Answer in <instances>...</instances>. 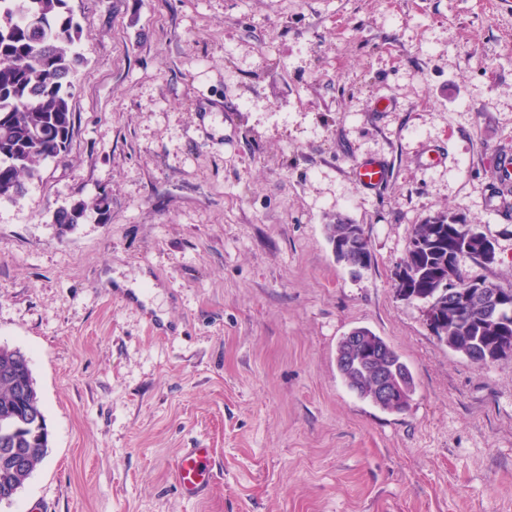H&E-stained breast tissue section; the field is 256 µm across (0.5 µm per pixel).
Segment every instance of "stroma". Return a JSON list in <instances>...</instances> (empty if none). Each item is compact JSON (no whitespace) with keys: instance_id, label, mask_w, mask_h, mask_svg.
<instances>
[{"instance_id":"stroma-1","label":"stroma","mask_w":512,"mask_h":512,"mask_svg":"<svg viewBox=\"0 0 512 512\" xmlns=\"http://www.w3.org/2000/svg\"><path fill=\"white\" fill-rule=\"evenodd\" d=\"M66 152L0 203V346L30 360L48 454L0 512H512V357L483 365L396 292L454 209L512 288V0H71ZM390 181L362 189L356 161ZM60 234L53 214L99 194ZM363 227L337 262L326 227ZM356 326L408 407L336 369ZM217 478L182 497L181 449ZM353 177L366 190L382 187L389 180V169L384 160L377 157H366L354 164ZM92 209L103 220L110 219L108 196L100 194L92 203L79 202L70 208H61L54 215V222L58 225L60 234H66L74 229L86 217L87 211ZM327 236L331 244L336 243L339 255L336 258L339 262L345 263L353 272L368 268L372 263V253L364 230L359 224H352L345 219L337 218L336 224H329L326 227ZM354 231H360V237L350 239ZM367 257L364 262L363 257ZM350 336L360 338V347L352 350L349 346ZM351 347H358L356 337L350 338ZM381 360L391 373L396 372L402 377L404 394L408 397L414 392V379L408 366L402 361L400 354L381 336L376 335L367 327H355L342 336L336 347V367L345 385L359 397L370 400L373 404L388 412H400L402 407L384 404H405L403 383L395 375L380 371L374 385V368Z\"/></svg>"}]
</instances>
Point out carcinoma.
<instances>
[{"instance_id": "1", "label": "carcinoma", "mask_w": 512, "mask_h": 512, "mask_svg": "<svg viewBox=\"0 0 512 512\" xmlns=\"http://www.w3.org/2000/svg\"><path fill=\"white\" fill-rule=\"evenodd\" d=\"M68 0H0V202L23 196L27 184L39 177L41 166L64 151L74 116L69 108L72 77L77 63L74 42L78 37ZM94 210L110 219L108 196L61 208L54 215L60 234L74 229ZM330 243L339 249L337 260L358 272L372 263L369 243L359 224L344 219L326 225ZM488 235L453 209L448 214L416 225L410 239L397 291L430 305L433 331L452 350L481 363L487 354L512 356V293L498 312L487 310L502 288L480 280L484 299L464 291L467 260L491 263L495 254L487 247ZM360 338L353 350L349 338ZM20 350L0 347V496L16 487L27 472H16L8 454L20 448L29 457V471L45 459L48 435L35 418L15 412ZM397 373L404 394L414 392V379L400 354L367 327H355L336 347V367L345 385L359 397L373 400L377 361Z\"/></svg>"}]
</instances>
